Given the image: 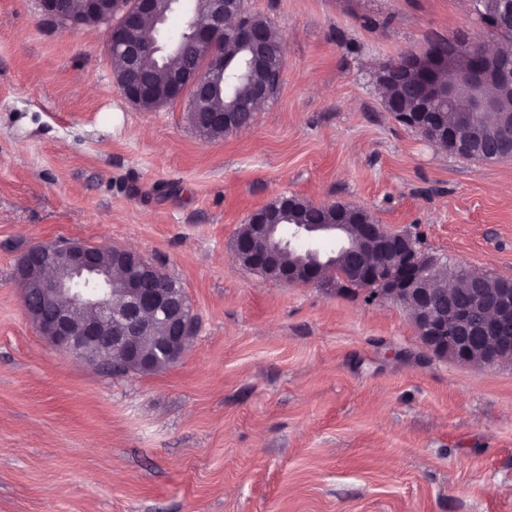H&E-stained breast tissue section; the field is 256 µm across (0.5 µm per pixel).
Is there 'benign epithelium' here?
Returning a JSON list of instances; mask_svg holds the SVG:
<instances>
[{
    "mask_svg": "<svg viewBox=\"0 0 512 512\" xmlns=\"http://www.w3.org/2000/svg\"><path fill=\"white\" fill-rule=\"evenodd\" d=\"M207 23H190L191 38L204 63L200 67L175 73L163 91H148L146 73L140 69L146 57L163 52L164 43L153 35L143 33L146 20L153 27L165 25L167 13L159 0H132L123 6L122 0H40L42 12L61 25L73 29L92 24L108 27V55L118 62L112 67L115 85L131 103L139 106L146 99L163 105L169 98L190 97V115L194 125L210 123L214 97V77L224 73V50L218 43L230 37L247 51L241 77L264 67L268 47L265 34L245 20V16L231 0H197ZM470 48V64L456 67L455 49ZM400 71L418 74L425 80L424 91L407 104L398 97L384 95L387 111L402 123L415 129L429 141L445 140L448 147L462 154H474L480 149L484 130L479 119L470 118L450 125L435 108L441 95L452 101L459 95L477 98L481 87L497 85L512 88V59L495 56L486 51V44L478 39L462 38L439 41L423 51H406L383 64L377 71L376 83L388 89ZM338 211L353 212L354 223L347 224H293L296 234L319 239L335 237L344 243H353L361 253H373L381 261L372 265L353 267L351 280L370 301H390L405 308L411 315L423 345L435 356L450 358L466 365L504 364L512 361L508 354L512 336H498L496 332L512 324V289L506 288L489 300L477 292L467 307L452 314L434 308L433 292L428 288L429 274L441 269L440 256L415 246L410 233L392 231L382 224H367V211L345 205ZM246 233L237 239L233 250L244 265L266 272L268 278L293 285H308L330 292L339 282L324 279L318 267L308 263L288 266L282 262L283 245L273 241L276 228L266 208L251 212L244 224ZM142 254L124 246L63 241L40 245L27 250L19 260V268L26 271L23 306L26 315L41 326L31 308V297L49 299L58 304L54 325L44 330L56 346L83 356L85 345L98 343L122 355L118 363L124 369L131 363H141L144 354L139 350V338L152 327L153 314L164 311L171 327L168 338L159 349L167 354L183 355L186 344L196 334V317L179 287L172 285L146 293L138 288L139 263ZM124 273L123 286L112 289V275ZM383 284L378 290L368 284ZM481 318L480 329L485 339L502 349L503 355L491 361L486 353L471 342L473 315Z\"/></svg>",
    "mask_w": 512,
    "mask_h": 512,
    "instance_id": "7a95c632",
    "label": "benign epithelium"
}]
</instances>
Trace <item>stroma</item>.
I'll use <instances>...</instances> for the list:
<instances>
[{
  "label": "stroma",
  "instance_id": "stroma-1",
  "mask_svg": "<svg viewBox=\"0 0 512 512\" xmlns=\"http://www.w3.org/2000/svg\"><path fill=\"white\" fill-rule=\"evenodd\" d=\"M285 39L276 95L206 140L187 99L143 110L106 25L0 0V512H512V364L431 354L400 305L237 260L281 194L344 203L424 250L512 278V160L448 152L386 112L379 67L461 36L460 0H246ZM138 249L198 317L175 366L56 349L22 306L30 247Z\"/></svg>",
  "mask_w": 512,
  "mask_h": 512
}]
</instances>
